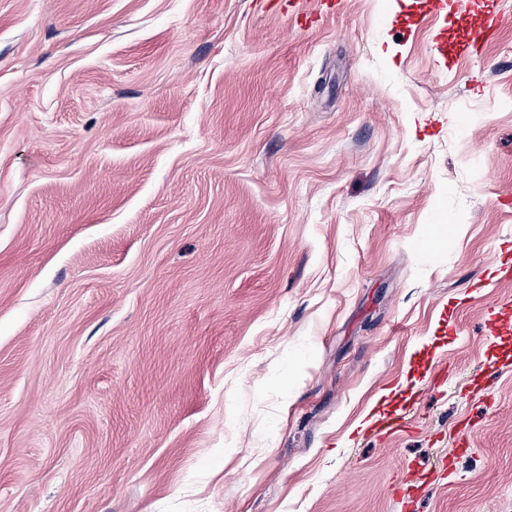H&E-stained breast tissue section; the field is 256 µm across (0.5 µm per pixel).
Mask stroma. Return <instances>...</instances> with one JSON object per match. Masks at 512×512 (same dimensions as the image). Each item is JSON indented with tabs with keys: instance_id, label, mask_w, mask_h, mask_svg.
I'll return each mask as SVG.
<instances>
[{
	"instance_id": "obj_1",
	"label": "stroma",
	"mask_w": 512,
	"mask_h": 512,
	"mask_svg": "<svg viewBox=\"0 0 512 512\" xmlns=\"http://www.w3.org/2000/svg\"><path fill=\"white\" fill-rule=\"evenodd\" d=\"M421 7L0 0V512H512V22ZM504 22L505 17L500 13L487 14L482 22L472 29L471 39L473 46H477L484 39L492 38Z\"/></svg>"
}]
</instances>
